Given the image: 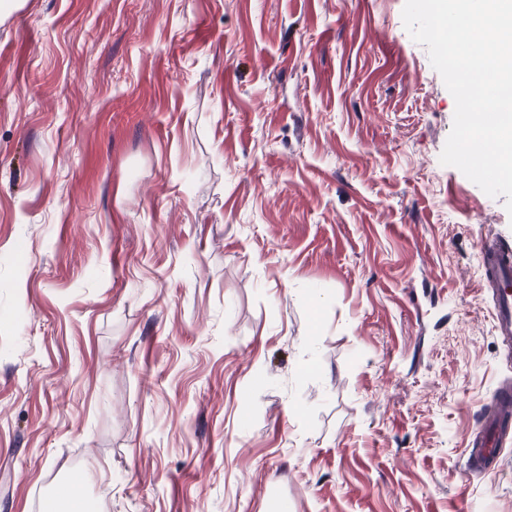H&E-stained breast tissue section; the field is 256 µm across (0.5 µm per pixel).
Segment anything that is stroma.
Listing matches in <instances>:
<instances>
[{"label": "stroma", "instance_id": "stroma-1", "mask_svg": "<svg viewBox=\"0 0 512 512\" xmlns=\"http://www.w3.org/2000/svg\"><path fill=\"white\" fill-rule=\"evenodd\" d=\"M405 0H0V512H512V381ZM511 427L512 386L504 383L497 390L492 410L483 412L481 426L470 440L466 475L482 473L498 465Z\"/></svg>", "mask_w": 512, "mask_h": 512}]
</instances>
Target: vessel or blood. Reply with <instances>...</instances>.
Instances as JSON below:
<instances>
[{"label": "vessel or blood", "instance_id": "vessel-or-blood-1", "mask_svg": "<svg viewBox=\"0 0 512 512\" xmlns=\"http://www.w3.org/2000/svg\"><path fill=\"white\" fill-rule=\"evenodd\" d=\"M483 266V285L492 298L496 336L504 345L512 344V242L484 241L479 245ZM512 438V385L502 384L491 410L485 411L481 426L471 439L466 455L470 474L495 468L500 453Z\"/></svg>", "mask_w": 512, "mask_h": 512}]
</instances>
